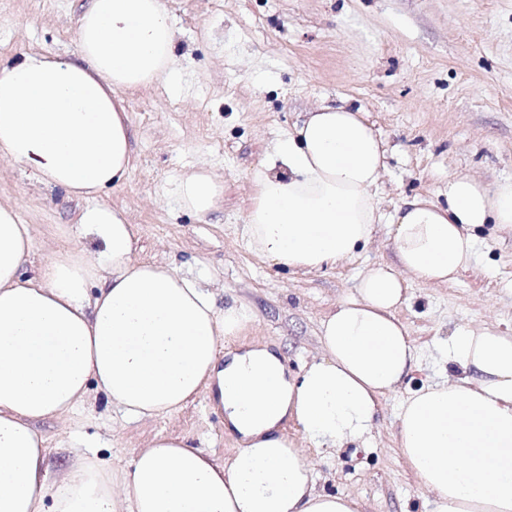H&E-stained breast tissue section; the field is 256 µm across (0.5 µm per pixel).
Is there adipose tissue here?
<instances>
[{
    "instance_id": "ef3b65f1",
    "label": "adipose tissue",
    "mask_w": 512,
    "mask_h": 512,
    "mask_svg": "<svg viewBox=\"0 0 512 512\" xmlns=\"http://www.w3.org/2000/svg\"><path fill=\"white\" fill-rule=\"evenodd\" d=\"M77 42L75 60L26 54L0 64V157L89 200L76 231L105 243L101 253L52 255L24 277L33 241L14 208L0 206V512H359L351 497L318 488L281 424L295 420L331 454L372 447L381 397L418 363L394 314L409 278L452 281L477 260L474 227L512 231V179L490 188L453 176L446 204L405 201L391 222L397 266L363 274L322 323L323 357L301 373L265 348L225 356L220 343L251 320L248 308H218L199 279L135 261L123 213L94 201L132 169L122 93L152 84L175 59L163 0H91ZM383 168L382 141L361 112L318 106L254 172L250 246L288 269L354 257L381 222ZM175 193L198 213L222 199L204 168ZM436 351L453 376L402 401L400 453L432 492L430 512H512V334L459 328ZM92 388L129 420L208 389L240 446L220 463L186 439L160 437L119 470L90 449L48 481L35 424L75 413Z\"/></svg>"
}]
</instances>
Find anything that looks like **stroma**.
<instances>
[{"instance_id":"stroma-1","label":"stroma","mask_w":512,"mask_h":512,"mask_svg":"<svg viewBox=\"0 0 512 512\" xmlns=\"http://www.w3.org/2000/svg\"><path fill=\"white\" fill-rule=\"evenodd\" d=\"M90 0H0V60L27 53L77 57L76 27ZM177 30L176 61L147 88L123 96L133 169L98 203L124 211L133 257L199 278L217 304L240 302L253 314L224 352L267 346L289 371L321 350V324L356 292L359 278L395 263L388 219L417 195L446 203L448 179L469 175L492 185L512 178V0H164ZM346 101L364 112L385 150L377 186L384 217L353 258L317 272L288 271L264 259L244 233L252 174L272 143L322 103ZM222 182L224 196L205 215L181 207L175 186L199 167ZM0 204L13 206L35 249L36 272L57 250H103L72 228L85 201L40 186L32 172L0 159ZM476 264L456 280L410 282L396 315L420 360L399 392L385 395L376 445L330 457L297 438L319 475L317 486L356 499L361 512H428L398 448L402 398L443 381L433 355L460 327L512 333V235L478 231ZM49 448L51 478L76 462L70 440L98 446L116 468L129 467L158 435L185 437L228 460L239 446L208 392L181 409L130 421L90 393L74 415L36 422Z\"/></svg>"}]
</instances>
